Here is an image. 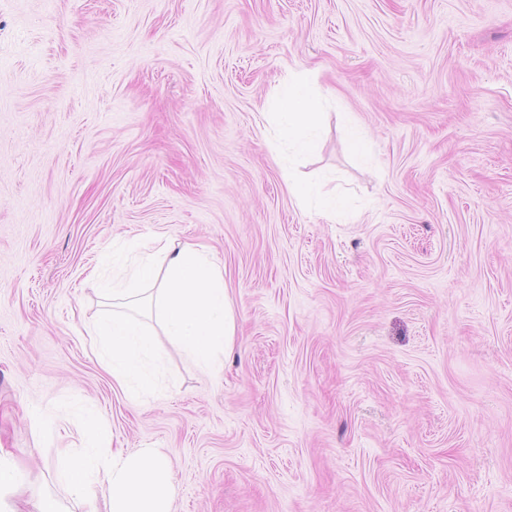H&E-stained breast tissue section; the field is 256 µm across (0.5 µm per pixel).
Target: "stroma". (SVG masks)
Segmentation results:
<instances>
[{"instance_id": "obj_1", "label": "stroma", "mask_w": 512, "mask_h": 512, "mask_svg": "<svg viewBox=\"0 0 512 512\" xmlns=\"http://www.w3.org/2000/svg\"><path fill=\"white\" fill-rule=\"evenodd\" d=\"M297 71L332 223L267 120ZM133 236L204 245L237 324L209 371L141 314L138 397L86 335L112 310L88 272ZM82 405L169 458L172 512H512V0H0L14 512H83L59 478Z\"/></svg>"}]
</instances>
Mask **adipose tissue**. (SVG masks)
<instances>
[{
    "label": "adipose tissue",
    "mask_w": 512,
    "mask_h": 512,
    "mask_svg": "<svg viewBox=\"0 0 512 512\" xmlns=\"http://www.w3.org/2000/svg\"><path fill=\"white\" fill-rule=\"evenodd\" d=\"M310 81L292 73L283 81L281 93L288 106L273 113V130L288 146L290 166L284 174L288 189L301 203H312L323 218L332 220L342 209L340 197H324L313 185L297 180L291 166L316 147L321 119L310 100ZM127 252L139 261L130 277L102 283L115 299H135L142 285L155 283L150 303L160 317L164 335L178 345L200 368H217L222 356L234 346L236 320L232 301L224 286V269L197 245L165 247L167 259L163 283L155 281L154 258L147 243L126 240ZM93 353L113 380L132 396L150 389L155 380L157 357L150 333L133 316L115 312L89 327ZM83 502L85 512H97L95 491H112L111 512H170L173 472L168 458L152 448L133 454L112 452L104 432L91 430L80 453L70 458L61 472Z\"/></svg>",
    "instance_id": "1"
}]
</instances>
